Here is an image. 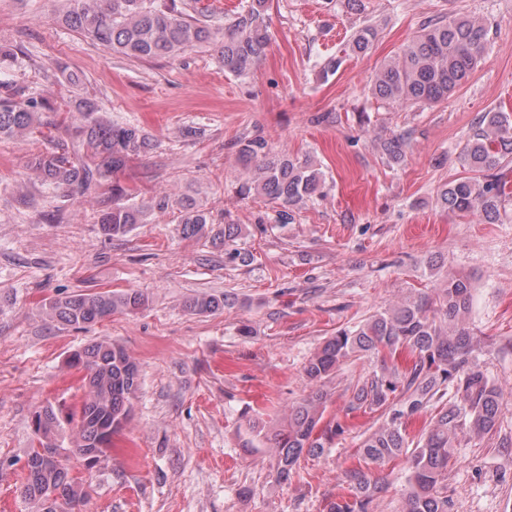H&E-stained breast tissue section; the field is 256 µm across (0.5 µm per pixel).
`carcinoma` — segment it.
Returning <instances> with one entry per match:
<instances>
[{
    "instance_id": "obj_1",
    "label": "carcinoma",
    "mask_w": 512,
    "mask_h": 512,
    "mask_svg": "<svg viewBox=\"0 0 512 512\" xmlns=\"http://www.w3.org/2000/svg\"><path fill=\"white\" fill-rule=\"evenodd\" d=\"M61 21L72 31L123 56L151 60L180 55L209 45L217 38L215 15L197 7V0H65ZM270 0H240L224 20L220 62L224 73L248 75L271 42ZM373 25L358 28L347 51L364 53L376 41ZM489 41L486 25L467 16L430 19L419 35L403 44L394 58L376 71L368 85L375 97L395 106L433 104L464 83L478 68ZM21 64L14 48L0 46V138L33 133L43 126L40 113L48 109L42 97L26 93L14 79ZM79 115L76 140L58 138L37 154L31 168L45 192L83 194L105 186L112 205L99 224L109 237L125 236L137 224L149 223L155 212L178 211V223L189 236L209 235L226 246L239 236L238 226L214 230L210 211L195 196L159 194L147 203L130 200L116 179L127 162L152 149L148 134L137 124L114 122L101 115L94 102L75 105ZM413 130L381 140L387 160H406ZM239 164L251 173L241 187L245 194L276 205V223L294 220L299 204L321 196L326 178L310 155L277 150L259 134L232 143ZM459 159L465 175L436 193V204L453 214H476L497 220L512 183V114L485 112L463 143ZM140 291L79 293L45 300L50 320L85 328L117 311L135 313L146 306ZM234 298L200 296L189 307L198 314L215 312ZM473 288L462 276L448 275L428 292L405 297L366 319L356 329H340L309 359L304 375L309 394L288 408L279 426L270 429L261 419L250 421L257 437L270 441L275 457L274 478L282 483L303 455L320 456L336 438L349 432L346 421L325 419L329 393L326 380L353 357H371L377 365L351 387L347 411L378 412L381 423L361 435L357 452L366 467L344 471L346 493L325 501L322 512H374L385 483L371 467L400 457L408 463L401 512H451L448 462L461 436L482 437L496 425L503 389L481 364L484 344L468 319ZM83 373L84 396L79 407L63 412L47 405L32 417L35 445L29 448L20 496L31 512H81L87 492L76 471H87L108 457L114 438L130 417L131 399L139 388L140 369L126 349L115 343H92L71 356ZM453 399L447 401L448 391ZM424 424L417 438L409 427ZM75 425L71 457L47 463L38 447L57 448L56 434Z\"/></svg>"
}]
</instances>
